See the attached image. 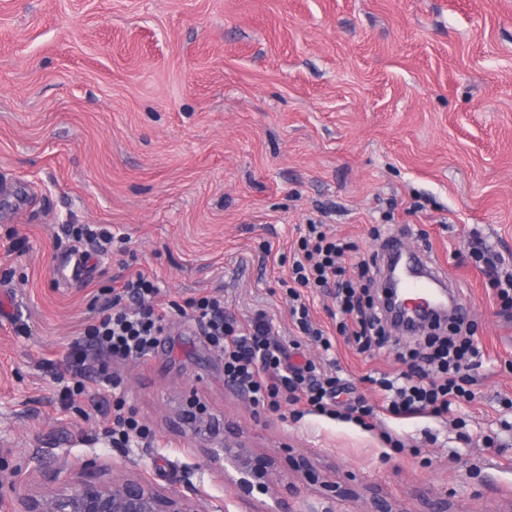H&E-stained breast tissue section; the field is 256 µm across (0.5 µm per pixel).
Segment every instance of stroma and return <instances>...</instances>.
Returning a JSON list of instances; mask_svg holds the SVG:
<instances>
[{
	"instance_id": "1",
	"label": "stroma",
	"mask_w": 512,
	"mask_h": 512,
	"mask_svg": "<svg viewBox=\"0 0 512 512\" xmlns=\"http://www.w3.org/2000/svg\"><path fill=\"white\" fill-rule=\"evenodd\" d=\"M313 220L363 252L373 226L410 228L407 246L447 268L480 348L474 400L444 418L384 411L371 378L400 372L425 335L359 352L333 295L303 291L330 349L300 333L281 281ZM67 224L126 242L63 285ZM476 239L512 271V0H0V495L96 456L204 512H260L268 496L243 503L204 467L176 425L189 410L236 423L281 466L313 458L299 512H362L322 499L334 483L400 512L427 494L448 512H512V311L469 259ZM137 271L169 312L160 343L113 365L118 389L63 400L72 342ZM214 290L226 314L264 312L295 362L324 361L378 406L373 430L254 407L174 310ZM118 398L154 432L131 460L103 437Z\"/></svg>"
}]
</instances>
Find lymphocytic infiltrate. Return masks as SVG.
Wrapping results in <instances>:
<instances>
[{"label": "lymphocytic infiltrate", "mask_w": 512, "mask_h": 512, "mask_svg": "<svg viewBox=\"0 0 512 512\" xmlns=\"http://www.w3.org/2000/svg\"><path fill=\"white\" fill-rule=\"evenodd\" d=\"M353 243L327 233L322 223L306 225L295 251L288 281L290 313L301 333L324 342V332L314 327L309 308L301 297L305 288H331L336 294L340 335L352 340L360 352L370 351L384 329L368 288L379 269L378 253L361 258L357 275H350L346 259ZM160 289L154 278L141 273L124 277L119 288L73 342L66 356L74 383L65 395L83 394L84 377L102 387H118L109 371L112 363L139 362L156 346L165 331L167 314L157 302ZM200 325L209 343L224 357V376L244 392L254 406L271 411L282 403L304 405L320 415L346 417L370 426L375 409L354 396L352 387L327 374L321 363H291L287 349L275 339L274 326L264 314H256L247 326H238L224 313V298L207 293L187 302L182 311ZM479 349L473 336L434 339L425 355L401 354L403 371L376 378L386 399V410L398 418L416 414L447 416L452 405L472 399L465 371L476 363Z\"/></svg>", "instance_id": "obj_1"}]
</instances>
